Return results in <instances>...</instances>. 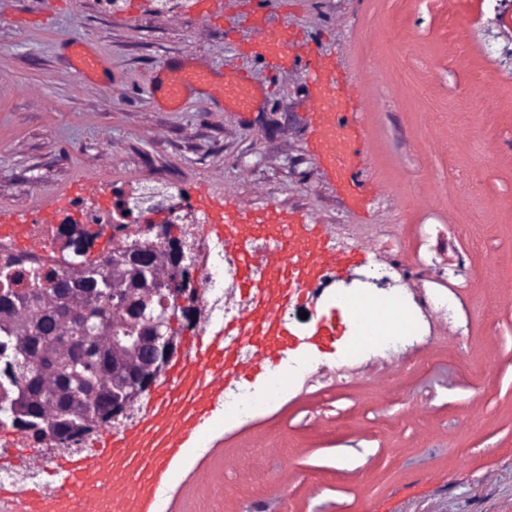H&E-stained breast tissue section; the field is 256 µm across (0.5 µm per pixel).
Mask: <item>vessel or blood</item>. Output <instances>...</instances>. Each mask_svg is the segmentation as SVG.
<instances>
[{"instance_id": "1", "label": "vessel or blood", "mask_w": 512, "mask_h": 512, "mask_svg": "<svg viewBox=\"0 0 512 512\" xmlns=\"http://www.w3.org/2000/svg\"><path fill=\"white\" fill-rule=\"evenodd\" d=\"M259 47L271 59L287 56L300 46L297 34L270 32L264 19ZM67 63L82 77L102 66L99 54L74 46ZM308 66L317 76L316 95L324 105L315 115L317 157L335 175L353 205H360L355 161L360 149L357 127L349 113L355 91L350 80L337 77L316 54ZM156 90L171 108H179L195 85L209 83L213 73L196 67H163ZM225 99L239 108L251 103L246 76L224 84ZM225 250L235 262L236 278L247 293L232 327H207L184 341V350L169 366L153 394L150 410L123 430L100 433L95 452L44 459L47 481L28 487L0 485V512H156V492L181 464L203 430L224 412L227 382L248 377L262 367H274L288 344L284 313L298 305L307 285L337 262L335 253L316 233L278 208L266 218L243 208L215 225ZM234 342H226L227 331Z\"/></svg>"}]
</instances>
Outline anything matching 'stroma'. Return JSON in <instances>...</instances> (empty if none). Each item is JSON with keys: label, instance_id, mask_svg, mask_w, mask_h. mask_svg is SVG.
I'll return each instance as SVG.
<instances>
[{"label": "stroma", "instance_id": "stroma-1", "mask_svg": "<svg viewBox=\"0 0 512 512\" xmlns=\"http://www.w3.org/2000/svg\"><path fill=\"white\" fill-rule=\"evenodd\" d=\"M222 2L220 27L150 0H62L42 26L27 18L46 0H0V210L43 209L81 178L88 209L137 184L274 206L344 256L342 292L419 258L404 305L441 296L454 315L421 313L417 345L394 356L350 350L335 302L289 309L290 349L318 350L323 371L215 430L171 484V512H512V0ZM258 15L352 79L360 207L317 159L304 51L258 54ZM74 40L103 56L96 81L69 69ZM170 61L219 72L179 112L151 99ZM240 70L256 88L243 112L219 95ZM284 467L297 480L283 494Z\"/></svg>", "mask_w": 512, "mask_h": 512}]
</instances>
